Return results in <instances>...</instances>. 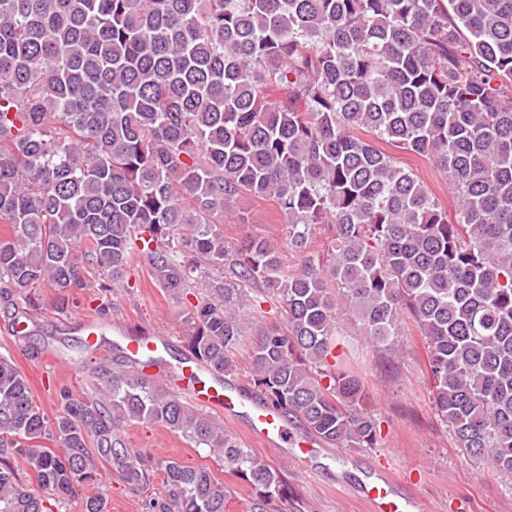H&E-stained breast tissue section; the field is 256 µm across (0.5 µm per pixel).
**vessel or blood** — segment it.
Segmentation results:
<instances>
[{"instance_id":"1","label":"vessel or blood","mask_w":512,"mask_h":512,"mask_svg":"<svg viewBox=\"0 0 512 512\" xmlns=\"http://www.w3.org/2000/svg\"><path fill=\"white\" fill-rule=\"evenodd\" d=\"M168 340L163 336H140L129 340L125 350L135 361H147L166 349ZM165 379L186 380V398L195 405L224 415L228 421L245 419L250 437L271 448H289L294 455L309 454L314 448V438L290 431L276 413L270 409L244 399L239 391L215 383L213 373L197 363H186L167 369ZM394 473L379 477L365 493L372 512H420L421 502L415 498L396 495Z\"/></svg>"}]
</instances>
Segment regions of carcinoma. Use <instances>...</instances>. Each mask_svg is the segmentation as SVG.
Returning a JSON list of instances; mask_svg holds the SVG:
<instances>
[{
	"mask_svg": "<svg viewBox=\"0 0 512 512\" xmlns=\"http://www.w3.org/2000/svg\"><path fill=\"white\" fill-rule=\"evenodd\" d=\"M379 141L448 177L455 221ZM242 196L277 205L282 244L224 241ZM0 224L15 322L31 290L62 312L86 266L108 288L142 254L185 305L184 358L230 374L250 341L259 402L339 448L375 447L380 427L335 355L338 320L394 352L406 312L456 447L512 474V0H0ZM316 224L326 260L305 253ZM199 271L222 305L189 301ZM254 296L281 321L253 326ZM164 363L102 365L49 415L0 356V512H54L101 467L131 488L163 471L155 512H225L211 469L150 464L130 422L210 449L252 512H283V472L143 371Z\"/></svg>",
	"mask_w": 512,
	"mask_h": 512,
	"instance_id": "1",
	"label": "carcinoma"
}]
</instances>
